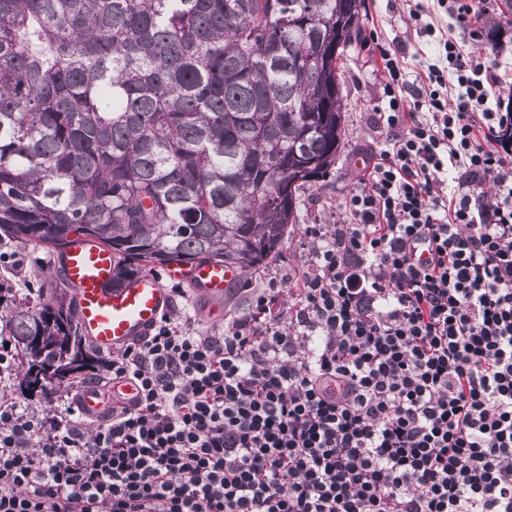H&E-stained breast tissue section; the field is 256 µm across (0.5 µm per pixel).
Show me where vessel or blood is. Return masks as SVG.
<instances>
[{
    "instance_id": "vessel-or-blood-1",
    "label": "vessel or blood",
    "mask_w": 512,
    "mask_h": 512,
    "mask_svg": "<svg viewBox=\"0 0 512 512\" xmlns=\"http://www.w3.org/2000/svg\"><path fill=\"white\" fill-rule=\"evenodd\" d=\"M56 265L70 288L86 338L105 353L134 343L155 326L170 302L162 279L189 284L204 302L202 318L213 319L225 292L241 275L240 269L218 263H198L188 268L175 265L164 276L147 271L125 288L115 290L108 286L113 267L111 251L85 242L75 243L57 256ZM136 394L130 381L115 380L102 389H83L75 406L84 418L96 421L110 414L113 406L132 401Z\"/></svg>"
}]
</instances>
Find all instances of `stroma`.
<instances>
[{"label":"stroma","instance_id":"obj_1","mask_svg":"<svg viewBox=\"0 0 512 512\" xmlns=\"http://www.w3.org/2000/svg\"><path fill=\"white\" fill-rule=\"evenodd\" d=\"M421 5L423 22L433 24L437 32L456 39L462 37L464 30L477 32V39L469 43L471 51L483 53L495 39L500 43L502 59H512V11L506 9L505 0H490L487 10L473 14L464 30L435 0H421ZM409 10L408 0H365L361 26L344 60L346 133L336 166L306 192L302 222L285 237L278 254L259 269L244 272L242 279L227 291L223 303L226 318L245 315L256 290L284 285L295 276L306 261L307 226L331 222L343 194L352 186L358 171L367 166L370 149L379 140L371 118L380 89L376 61L363 49L362 39L374 31L382 40L404 44L411 50L425 46L424 34L408 20ZM0 253L10 258L9 263L0 262V271L10 272L14 293L23 298L32 294L30 272L52 265L50 255L38 247L2 243Z\"/></svg>","mask_w":512,"mask_h":512}]
</instances>
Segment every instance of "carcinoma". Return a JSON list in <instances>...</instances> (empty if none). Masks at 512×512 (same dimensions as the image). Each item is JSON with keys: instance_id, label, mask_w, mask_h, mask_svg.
<instances>
[{"instance_id": "cac0c4a2", "label": "carcinoma", "mask_w": 512, "mask_h": 512, "mask_svg": "<svg viewBox=\"0 0 512 512\" xmlns=\"http://www.w3.org/2000/svg\"><path fill=\"white\" fill-rule=\"evenodd\" d=\"M362 0H0V243L112 250L110 287L170 261L243 271L336 164ZM0 279L21 385L95 369L68 285Z\"/></svg>"}]
</instances>
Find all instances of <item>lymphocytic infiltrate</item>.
<instances>
[{"label":"lymphocytic infiltrate","instance_id":"lymphocytic-infiltrate-1","mask_svg":"<svg viewBox=\"0 0 512 512\" xmlns=\"http://www.w3.org/2000/svg\"><path fill=\"white\" fill-rule=\"evenodd\" d=\"M376 42L385 134L293 287L104 359L132 406L38 417L0 342V512H512V112L454 39Z\"/></svg>","mask_w":512,"mask_h":512}]
</instances>
